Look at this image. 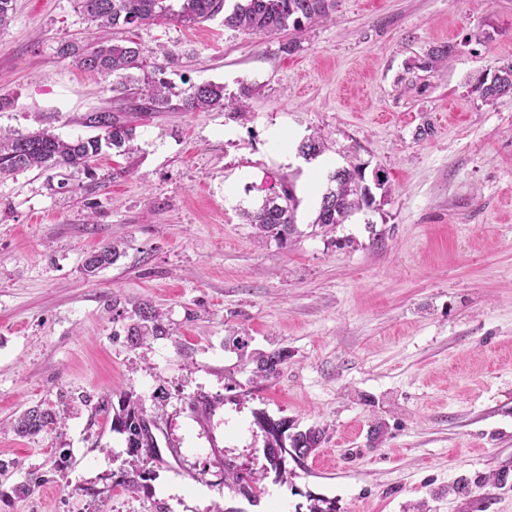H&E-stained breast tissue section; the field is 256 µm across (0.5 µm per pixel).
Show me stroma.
<instances>
[{
	"label": "stroma",
	"mask_w": 512,
	"mask_h": 512,
	"mask_svg": "<svg viewBox=\"0 0 512 512\" xmlns=\"http://www.w3.org/2000/svg\"><path fill=\"white\" fill-rule=\"evenodd\" d=\"M335 2L331 21L261 37L218 18L100 30L77 0H13L2 128L93 136L81 119L119 106L113 80L57 53L90 35L175 51L179 92L249 86L253 116L137 114L136 151H107L91 173L0 177V512H309L314 498L512 512V95L488 104L475 89L512 62V0ZM441 43L455 46L447 68L420 70ZM311 135L327 149L307 162L296 147ZM352 148L385 187L312 229L318 186ZM284 182L300 234L282 247L241 214ZM115 239L119 259L87 275L86 255ZM142 301L170 333L132 347ZM275 350L279 375L253 380L251 357ZM105 395L160 423L162 458L134 491L125 437L96 410ZM37 404L68 410L64 426L18 436ZM260 412L325 439L287 462L291 478L268 472L252 503L224 463L261 467ZM33 475L42 486L20 492Z\"/></svg>",
	"instance_id": "1"
}]
</instances>
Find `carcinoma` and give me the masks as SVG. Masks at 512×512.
I'll return each instance as SVG.
<instances>
[{
    "label": "carcinoma",
    "mask_w": 512,
    "mask_h": 512,
    "mask_svg": "<svg viewBox=\"0 0 512 512\" xmlns=\"http://www.w3.org/2000/svg\"><path fill=\"white\" fill-rule=\"evenodd\" d=\"M88 21L102 28L139 27L168 21L184 25L200 24L224 14L225 0H78ZM335 10V0H242L229 14H224V26L259 36H274L285 30L302 32L307 27L329 19ZM455 51L449 43L429 48L425 58L418 64L423 71H431L448 63ZM58 54L71 58L81 69L98 75L116 78L117 88L131 89L140 85L141 102L135 105L139 113L151 112H205L222 108L231 118L245 120L249 117L248 106L242 98L249 95L250 88H241L240 95H229L220 83L203 82L189 87L178 101L171 98V87L163 78L165 66L147 65L146 57L153 51L132 39L107 44L91 42L79 45L64 42ZM141 75L135 76L132 71ZM477 90L486 102H493L512 95V63L500 67L489 80L479 81ZM82 124L99 131L92 137L64 140L44 127L32 132L3 134L0 132V176L38 168L44 170H88L91 163L102 154L103 148L115 149L130 154L134 151L136 126L120 110L88 112ZM326 150L322 138L309 136L297 148L298 155L309 161ZM373 203L370 188L364 184L362 164L357 159L332 172L327 185L321 191L319 205L312 225L322 229H333L345 223L350 215L369 207ZM299 199L293 185L284 183L280 192L263 200L259 208L243 212L246 223L256 229L257 236L286 245L298 233L296 211ZM119 257V244H105L88 255L83 263L86 272L95 271L113 264ZM137 322L128 328L130 346L143 344L148 338L165 336L168 328L162 314L147 303L136 306ZM286 355L283 351L261 355L256 359L254 376L268 380L279 371ZM62 423L54 410L39 405L29 407L15 420L14 431L22 436H36ZM256 423L264 433L263 456L266 464L260 470L240 468L230 461L224 462V480L231 481L248 497L258 498L264 494L261 480L264 472L272 468L283 474L287 472L286 458L302 464L312 451L320 447L324 430L311 427L293 431L294 422L280 418L275 420L259 413ZM112 430L126 435L128 452L144 465L157 459L159 454L152 425L141 406L126 402L112 416Z\"/></svg>",
    "instance_id": "cac0c4a2"
}]
</instances>
